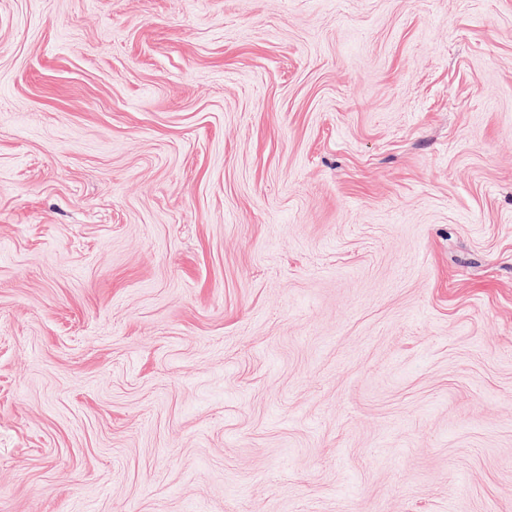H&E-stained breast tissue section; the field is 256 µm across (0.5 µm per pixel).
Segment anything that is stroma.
<instances>
[{
    "label": "stroma",
    "mask_w": 512,
    "mask_h": 512,
    "mask_svg": "<svg viewBox=\"0 0 512 512\" xmlns=\"http://www.w3.org/2000/svg\"><path fill=\"white\" fill-rule=\"evenodd\" d=\"M512 512V0H0V512Z\"/></svg>",
    "instance_id": "1"
}]
</instances>
